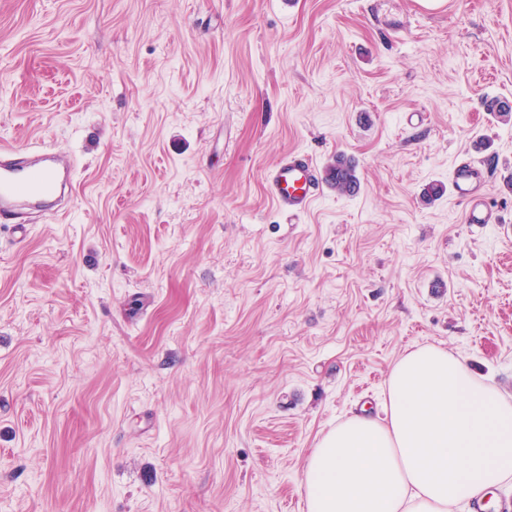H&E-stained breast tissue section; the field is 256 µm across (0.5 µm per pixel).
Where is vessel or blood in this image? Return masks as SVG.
I'll return each instance as SVG.
<instances>
[{"instance_id": "1", "label": "vessel or blood", "mask_w": 512, "mask_h": 512, "mask_svg": "<svg viewBox=\"0 0 512 512\" xmlns=\"http://www.w3.org/2000/svg\"><path fill=\"white\" fill-rule=\"evenodd\" d=\"M75 171L73 158L54 148L18 151L1 147L0 220L11 222L16 233H25L31 211L62 204L73 186ZM450 185L465 204L466 223H489L492 209L478 163L460 161ZM321 188L315 165L301 153L288 155L266 176L268 195L279 209L292 215L307 211Z\"/></svg>"}]
</instances>
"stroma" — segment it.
Listing matches in <instances>:
<instances>
[{"label":"stroma","instance_id":"stroma-1","mask_svg":"<svg viewBox=\"0 0 512 512\" xmlns=\"http://www.w3.org/2000/svg\"><path fill=\"white\" fill-rule=\"evenodd\" d=\"M491 99L512 0H0V146L78 163L65 213L0 221V512H306L317 440L418 345L512 395ZM293 152L359 192L281 212ZM324 182L336 191L355 194L360 188L356 167L345 155H336L334 161L323 170ZM450 185L456 198L465 203L466 223H490L492 209L481 178L479 162L473 163L468 158L460 161L454 169Z\"/></svg>","mask_w":512,"mask_h":512}]
</instances>
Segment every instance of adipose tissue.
Instances as JSON below:
<instances>
[{
  "instance_id": "obj_1",
  "label": "adipose tissue",
  "mask_w": 512,
  "mask_h": 512,
  "mask_svg": "<svg viewBox=\"0 0 512 512\" xmlns=\"http://www.w3.org/2000/svg\"><path fill=\"white\" fill-rule=\"evenodd\" d=\"M512 484V397L448 350L392 366L382 414L325 432L306 465L307 512H458Z\"/></svg>"
}]
</instances>
